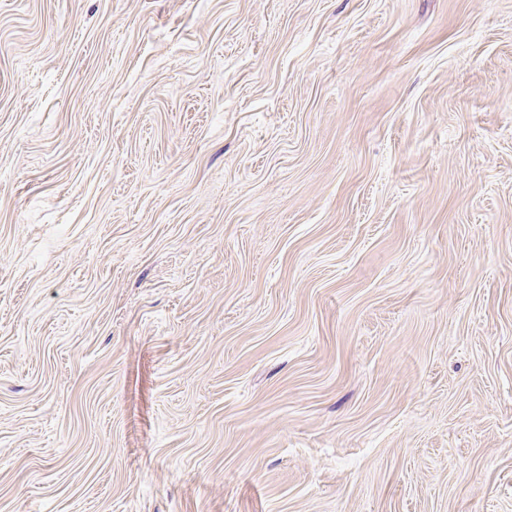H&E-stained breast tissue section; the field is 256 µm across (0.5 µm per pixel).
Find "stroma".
Returning <instances> with one entry per match:
<instances>
[{
  "label": "stroma",
  "mask_w": 512,
  "mask_h": 512,
  "mask_svg": "<svg viewBox=\"0 0 512 512\" xmlns=\"http://www.w3.org/2000/svg\"><path fill=\"white\" fill-rule=\"evenodd\" d=\"M0 512H512V0H0Z\"/></svg>",
  "instance_id": "1"
}]
</instances>
